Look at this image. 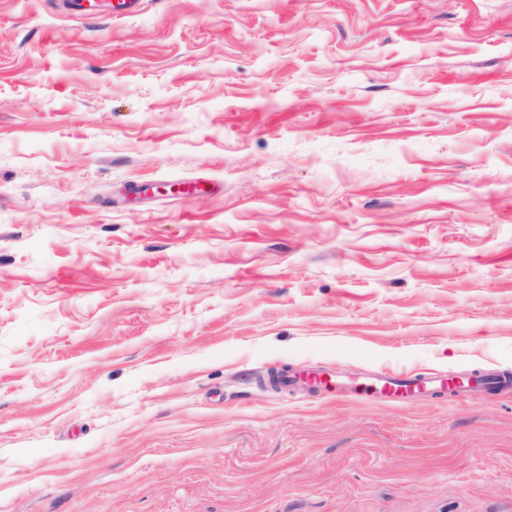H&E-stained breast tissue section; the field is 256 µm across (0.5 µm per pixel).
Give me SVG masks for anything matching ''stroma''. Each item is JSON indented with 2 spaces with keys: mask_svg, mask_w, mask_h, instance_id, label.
I'll list each match as a JSON object with an SVG mask.
<instances>
[{
  "mask_svg": "<svg viewBox=\"0 0 512 512\" xmlns=\"http://www.w3.org/2000/svg\"><path fill=\"white\" fill-rule=\"evenodd\" d=\"M512 0H0V512H512ZM435 382H439L442 388L447 386L450 390L465 389L464 382H449L448 379H421L415 375L382 374L368 380L355 381L350 385L349 390L355 393H374L390 399H402L415 397V393H421L427 385Z\"/></svg>",
  "mask_w": 512,
  "mask_h": 512,
  "instance_id": "obj_1",
  "label": "stroma"
}]
</instances>
